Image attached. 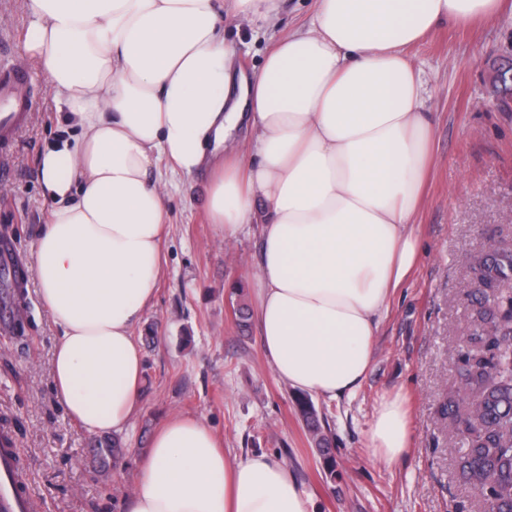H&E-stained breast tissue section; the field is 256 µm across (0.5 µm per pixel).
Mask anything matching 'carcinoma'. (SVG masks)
Listing matches in <instances>:
<instances>
[{
  "label": "carcinoma",
  "instance_id": "carcinoma-1",
  "mask_svg": "<svg viewBox=\"0 0 512 512\" xmlns=\"http://www.w3.org/2000/svg\"><path fill=\"white\" fill-rule=\"evenodd\" d=\"M474 320L465 342L452 350L459 386L444 415L466 444L456 461L459 479L477 490L481 512H512V297L499 289L512 280V246L490 247L470 264ZM294 404L315 445L319 463L336 479V458L309 395ZM122 441L95 448L102 464L122 453Z\"/></svg>",
  "mask_w": 512,
  "mask_h": 512
}]
</instances>
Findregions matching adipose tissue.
<instances>
[{
  "mask_svg": "<svg viewBox=\"0 0 512 512\" xmlns=\"http://www.w3.org/2000/svg\"><path fill=\"white\" fill-rule=\"evenodd\" d=\"M24 53L78 129L47 147L53 202L31 253L57 327L52 385L91 435L130 429L142 395L135 331L166 257L160 163L212 170L211 224L260 225L249 286L263 353L294 390L336 398L365 380L379 318L419 254L432 164L428 90L407 49L443 23L493 20L503 0H318L305 29L245 73L221 14L260 25L280 0H23ZM250 129L246 148L229 145ZM368 439L391 463L411 444L400 396ZM123 512H318L268 453L228 462L201 417L170 414L137 461Z\"/></svg>",
  "mask_w": 512,
  "mask_h": 512,
  "instance_id": "ef3b65f1",
  "label": "adipose tissue"
}]
</instances>
